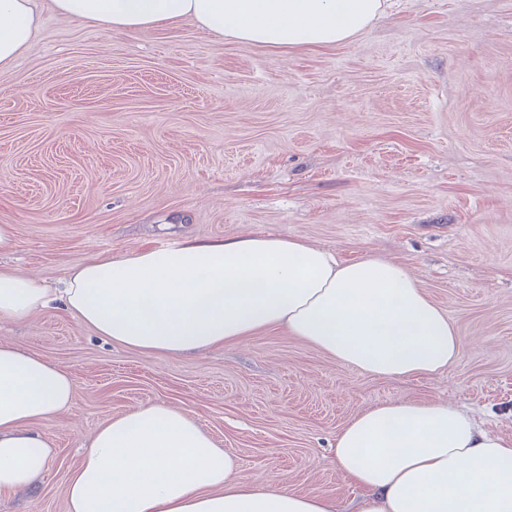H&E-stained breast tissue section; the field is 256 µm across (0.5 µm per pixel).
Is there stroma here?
Segmentation results:
<instances>
[{"label":"stroma","instance_id":"1","mask_svg":"<svg viewBox=\"0 0 512 512\" xmlns=\"http://www.w3.org/2000/svg\"><path fill=\"white\" fill-rule=\"evenodd\" d=\"M31 47L0 71V264L68 270L190 235L299 238L405 266L460 336L431 376L365 375L273 329L165 358L112 344L62 307L0 340L62 365L38 488L0 512H67L82 448L147 401L182 409L263 484L361 495L337 431L388 401L441 402L512 437V0H389L348 43L278 55L189 19L127 34L38 0Z\"/></svg>","mask_w":512,"mask_h":512}]
</instances>
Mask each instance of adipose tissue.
Listing matches in <instances>:
<instances>
[{
  "instance_id": "1",
  "label": "adipose tissue",
  "mask_w": 512,
  "mask_h": 512,
  "mask_svg": "<svg viewBox=\"0 0 512 512\" xmlns=\"http://www.w3.org/2000/svg\"><path fill=\"white\" fill-rule=\"evenodd\" d=\"M70 20L136 34L184 19L219 39L275 53L335 46L364 31L383 0H50ZM35 0H0V70L30 46ZM60 299L98 336L160 356L200 353L282 328L367 375L445 370L459 337L401 264L343 263L295 238H188L174 248L98 258L68 273ZM32 273L0 265V320L46 307ZM60 364L0 343V496L41 480L45 423L68 411ZM339 469L365 495L359 512H512V438L436 402H388L337 433ZM68 512H342L336 498L246 481L186 413L148 402L96 430L66 485Z\"/></svg>"
}]
</instances>
